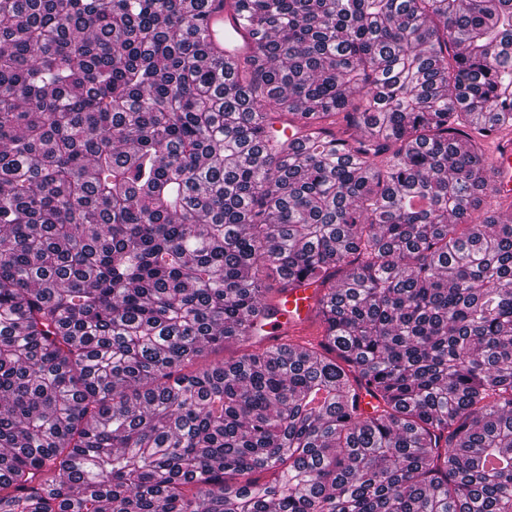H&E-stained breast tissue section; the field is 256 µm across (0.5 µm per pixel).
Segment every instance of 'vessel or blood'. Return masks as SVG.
<instances>
[{"label":"vessel or blood","instance_id":"b4317fda","mask_svg":"<svg viewBox=\"0 0 512 512\" xmlns=\"http://www.w3.org/2000/svg\"><path fill=\"white\" fill-rule=\"evenodd\" d=\"M206 33L209 42L224 56L225 60L240 64L255 53V45L242 27L237 14L225 9L224 0H208L206 11ZM494 195L512 198V139H501L492 160ZM318 290L305 285L286 291L282 308L268 314L262 325L267 343L275 344L288 337L299 335L309 319L316 302Z\"/></svg>","mask_w":512,"mask_h":512}]
</instances>
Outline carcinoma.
Here are the masks:
<instances>
[{"mask_svg": "<svg viewBox=\"0 0 512 512\" xmlns=\"http://www.w3.org/2000/svg\"><path fill=\"white\" fill-rule=\"evenodd\" d=\"M229 4L0 0V512H512V0ZM206 33L224 61L242 64L255 54V45L237 14L225 9L223 0H208ZM494 174L492 178L493 194L501 198H512V135L503 138L494 152L492 160ZM318 291L314 285H305L291 288L281 296L286 300L284 305L279 304L275 311L268 314L261 327V336L267 343L276 344L288 336H299L313 311Z\"/></svg>", "mask_w": 512, "mask_h": 512, "instance_id": "obj_1", "label": "carcinoma"}]
</instances>
